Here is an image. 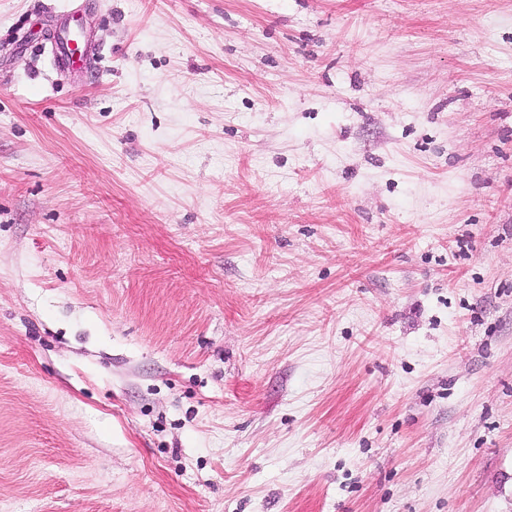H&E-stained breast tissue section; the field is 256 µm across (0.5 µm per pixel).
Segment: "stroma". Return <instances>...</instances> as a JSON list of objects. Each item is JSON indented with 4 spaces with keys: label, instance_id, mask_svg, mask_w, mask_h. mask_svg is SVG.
Segmentation results:
<instances>
[{
    "label": "stroma",
    "instance_id": "stroma-1",
    "mask_svg": "<svg viewBox=\"0 0 512 512\" xmlns=\"http://www.w3.org/2000/svg\"><path fill=\"white\" fill-rule=\"evenodd\" d=\"M0 512H512V0H0Z\"/></svg>",
    "mask_w": 512,
    "mask_h": 512
}]
</instances>
